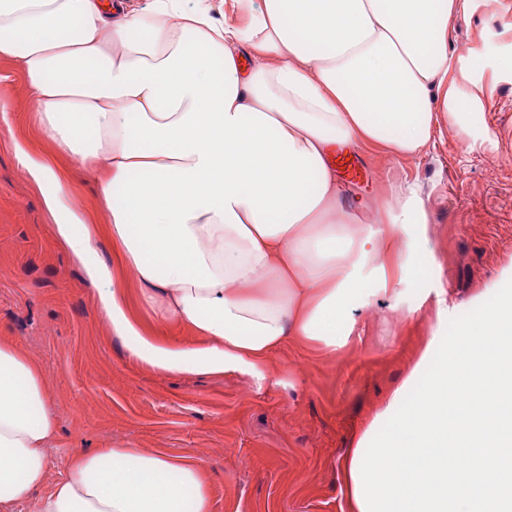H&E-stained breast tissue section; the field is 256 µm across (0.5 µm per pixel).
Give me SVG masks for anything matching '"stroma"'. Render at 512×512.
<instances>
[{"label":"stroma","mask_w":512,"mask_h":512,"mask_svg":"<svg viewBox=\"0 0 512 512\" xmlns=\"http://www.w3.org/2000/svg\"><path fill=\"white\" fill-rule=\"evenodd\" d=\"M458 55L481 57L471 88L486 139L470 146L454 125L427 150L404 157L387 146L353 144L366 178L350 185L368 208L395 186L416 183L426 202L434 277L415 283L427 295L408 313L390 291L351 311L363 333L333 353L288 344L254 374H160L134 361L114 336L81 263L57 242L42 196L9 145L48 149L36 106L12 60L0 55V340L42 365L59 415L53 470L73 453L129 443L170 455L195 454L213 488V512H347L342 456L390 392L407 384L413 403L437 370L409 367L428 340L449 341L484 309L487 288L512 290V0H463L450 24ZM69 189L89 223L109 215L95 183L65 159ZM448 311L436 316L438 289Z\"/></svg>","instance_id":"stroma-1"}]
</instances>
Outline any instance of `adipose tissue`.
Here are the masks:
<instances>
[{"instance_id": "ef3b65f1", "label": "adipose tissue", "mask_w": 512, "mask_h": 512, "mask_svg": "<svg viewBox=\"0 0 512 512\" xmlns=\"http://www.w3.org/2000/svg\"><path fill=\"white\" fill-rule=\"evenodd\" d=\"M0 0V54L37 105L52 152L15 143L55 237L98 289L113 335L160 373L257 370L303 341L333 351L356 332L346 314L425 274L426 203L407 182L359 223L330 149L385 144L415 156L449 120L481 119L455 79L478 69L450 44L459 0ZM97 183L117 265L142 304L199 341L145 335L124 286L98 256L59 158ZM481 346L463 334L377 456L347 449L349 512H512V292L490 291ZM60 438L46 376L0 341V512H213L192 454L119 444L81 451L50 480Z\"/></svg>"}]
</instances>
